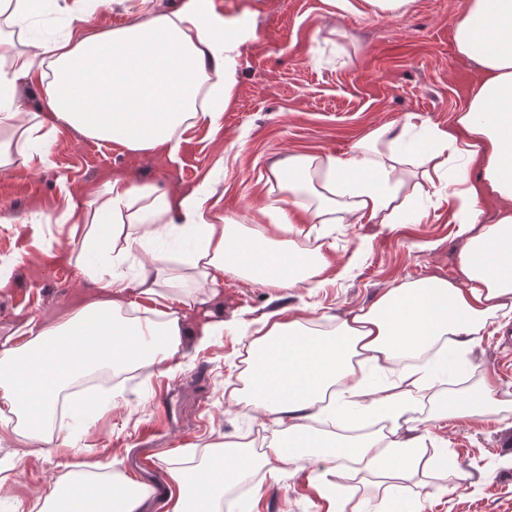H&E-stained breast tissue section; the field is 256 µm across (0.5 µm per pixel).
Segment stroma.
<instances>
[{
  "label": "stroma",
  "mask_w": 512,
  "mask_h": 512,
  "mask_svg": "<svg viewBox=\"0 0 512 512\" xmlns=\"http://www.w3.org/2000/svg\"><path fill=\"white\" fill-rule=\"evenodd\" d=\"M71 2L43 0L36 14L19 20L23 49L36 51L70 31ZM182 2L107 0L84 31L102 33ZM215 5L224 18L257 31L218 125L186 129L173 157L132 152L63 127L48 163L0 168V258L15 262L10 278L0 280V339L29 320L79 309L95 293L75 267L82 229L58 218L70 208H94L104 183H159L175 198L205 185L213 213L293 240L309 226L306 213L279 226L262 215L282 195L271 174L275 163L292 154L347 155L368 131L408 114L447 129L476 78L475 65L456 55L449 37L466 0H415L399 17L348 13L334 0ZM418 203L415 224L327 225L332 266L327 282L313 290L279 291L225 274L210 304L224 321L223 336L203 348L186 337L174 374L127 375L78 433H68L66 413L56 414L42 454L21 448L11 424L0 421V512H36L37 501L76 463L154 485L168 467L199 461L215 441L254 429L273 438L270 419H252L244 406L225 401L240 372L246 333L273 311L306 307L312 319L329 324L369 306L396 281L455 276L465 239L451 221L447 196ZM463 360L465 377L443 384V391L455 396L492 375L501 392L512 393V322L488 326ZM437 435L425 450L426 469L401 481L406 495L419 497L421 512H512V425L489 413L443 421ZM461 468L473 483L459 482ZM221 512H326V506L304 473L286 470L264 478L260 500L244 487L226 494Z\"/></svg>",
  "instance_id": "obj_1"
}]
</instances>
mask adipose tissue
<instances>
[{"mask_svg": "<svg viewBox=\"0 0 512 512\" xmlns=\"http://www.w3.org/2000/svg\"><path fill=\"white\" fill-rule=\"evenodd\" d=\"M450 32L456 53L478 71L454 131L409 115L371 130L349 157L288 156L272 168L287 203L269 211L282 224L293 223L298 209L314 225L413 222L419 208L400 191L406 159L414 157L418 167L448 177L453 220L466 237L457 278L397 281L333 325L315 323L301 310L288 318L267 315L243 346L241 383L226 400L271 418L278 438L260 455L245 439L224 441L208 446L204 462L169 469L164 512H219L236 487L260 496L259 471L273 477L312 465L327 512H365L336 491V473L348 462L379 477L374 512H407L396 482L426 467L424 450L436 439L432 426L413 419L438 383L426 355L447 347L468 352L489 324L512 313V0H467ZM255 38L253 29L225 25L212 0H186L176 11L32 54L0 34V165L11 163L17 140L31 145L23 164L46 163L61 125L131 151L176 153L182 127L221 119L242 51ZM32 82L48 108L46 121L35 124L25 122L22 103L11 94ZM487 195L499 203L490 224L480 207ZM75 219L87 226L75 264L96 296L61 319L28 321L23 342H0V411L19 418L18 436L28 448L50 442L51 413L62 392L95 369L175 373L200 288L228 272L277 290L316 288L331 266L310 233L277 241L262 228L225 217L216 222L203 194L175 201L156 183H106L92 211L61 217ZM174 232L197 242L187 258L196 291L169 281L162 252L149 253L134 280L118 278L117 268L134 251ZM161 299L169 300L167 311L140 306ZM374 368L404 379L376 387L369 381ZM434 399L438 421L512 410L490 377L462 398ZM354 416L383 427L347 441L320 430L345 427ZM91 470L76 465L70 482L53 488L38 512H149L150 486L118 475L94 478Z\"/></svg>", "mask_w": 512, "mask_h": 512, "instance_id": "ef3b65f1", "label": "adipose tissue"}]
</instances>
